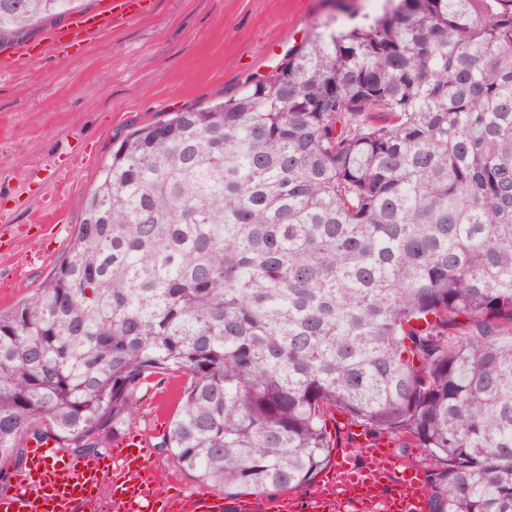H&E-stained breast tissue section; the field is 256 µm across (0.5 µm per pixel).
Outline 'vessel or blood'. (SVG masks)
Wrapping results in <instances>:
<instances>
[{
  "mask_svg": "<svg viewBox=\"0 0 512 512\" xmlns=\"http://www.w3.org/2000/svg\"><path fill=\"white\" fill-rule=\"evenodd\" d=\"M157 0H110L103 9L72 18L66 28H50L32 43L0 57V68L18 61L68 49L100 39L129 22L151 14ZM149 432L115 436L112 447L122 458L113 472L108 456H78L64 452L52 439L32 443L26 469L12 493L0 495V512H88L98 499L104 479H111L114 512H170L171 503L155 479ZM355 449H342L333 467V481L342 483L346 503L315 494L302 502L280 498L267 503L268 512H424L428 486L424 473L402 463L390 442L357 437ZM361 464H354V457Z\"/></svg>",
  "mask_w": 512,
  "mask_h": 512,
  "instance_id": "1",
  "label": "vessel or blood"
}]
</instances>
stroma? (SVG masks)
Returning <instances> with one entry per match:
<instances>
[{
	"instance_id": "35a3bbf8",
	"label": "stroma",
	"mask_w": 512,
	"mask_h": 512,
	"mask_svg": "<svg viewBox=\"0 0 512 512\" xmlns=\"http://www.w3.org/2000/svg\"><path fill=\"white\" fill-rule=\"evenodd\" d=\"M330 0H157L151 16L82 45L0 71V307L33 294L64 257L112 146L135 125L201 104L270 73ZM180 379L139 392L133 429L171 414ZM162 487L213 502L217 491L160 451Z\"/></svg>"
}]
</instances>
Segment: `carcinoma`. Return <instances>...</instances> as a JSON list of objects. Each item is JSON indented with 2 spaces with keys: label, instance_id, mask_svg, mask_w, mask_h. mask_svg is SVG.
<instances>
[{
  "label": "carcinoma",
  "instance_id": "cac0c4a2",
  "mask_svg": "<svg viewBox=\"0 0 512 512\" xmlns=\"http://www.w3.org/2000/svg\"><path fill=\"white\" fill-rule=\"evenodd\" d=\"M175 374L156 446L226 499L310 486L339 412L426 449L429 512H512V0H386L127 131L0 312V460L97 455Z\"/></svg>",
  "mask_w": 512,
  "mask_h": 512
}]
</instances>
